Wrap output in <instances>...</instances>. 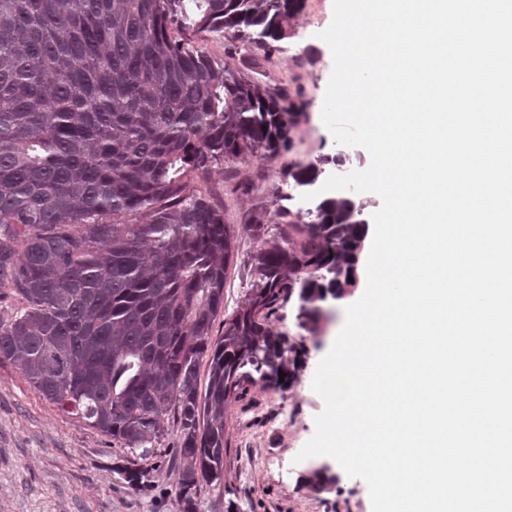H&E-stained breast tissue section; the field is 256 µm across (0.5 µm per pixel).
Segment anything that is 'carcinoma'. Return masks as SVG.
<instances>
[{"label": "carcinoma", "instance_id": "carcinoma-1", "mask_svg": "<svg viewBox=\"0 0 512 512\" xmlns=\"http://www.w3.org/2000/svg\"><path fill=\"white\" fill-rule=\"evenodd\" d=\"M303 4L0 0V288L22 303L0 317V361L132 453L174 413L183 512L199 483L224 480L236 391L297 381L303 345L273 333L269 314L292 299L313 331L323 304L356 285L365 225L347 194L280 205V224L255 211L245 229L268 246L252 256L245 304L212 337L237 234L192 180L290 148L300 92L252 73ZM186 29L231 40L224 58ZM334 162L282 181L310 191ZM119 472L148 482L130 460Z\"/></svg>", "mask_w": 512, "mask_h": 512}]
</instances>
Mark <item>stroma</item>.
I'll use <instances>...</instances> for the list:
<instances>
[{
	"label": "stroma",
	"mask_w": 512,
	"mask_h": 512,
	"mask_svg": "<svg viewBox=\"0 0 512 512\" xmlns=\"http://www.w3.org/2000/svg\"><path fill=\"white\" fill-rule=\"evenodd\" d=\"M333 19V0H306L293 37L281 43L261 68L270 85L301 88L307 117L293 133L291 150L267 159L214 168L195 185L224 208L227 223L238 226V249L230 261L224 288V311L244 303L250 281L251 257L262 240L242 231L243 220L265 212L278 223L276 198L280 174L288 168L329 158L326 175L366 168L368 152L336 143L321 117L333 61L319 34ZM343 165H333L334 157ZM366 286L358 279L351 295L328 300L317 332L302 330L292 305L268 317L277 333L302 338L305 364L291 389L274 392L243 386L226 407L228 448L224 479L205 482L192 492L193 512H372L366 483L346 475L332 458L297 461L315 432V418L324 409L311 382L344 325V309L358 300ZM179 435L168 423L149 454L135 458L123 444L103 436L79 416L66 414L40 396L12 365L0 361V512H180ZM136 459L148 473L150 486H130L118 467ZM329 467L335 483L326 490L304 481L316 467Z\"/></svg>",
	"instance_id": "35a3bbf8"
}]
</instances>
